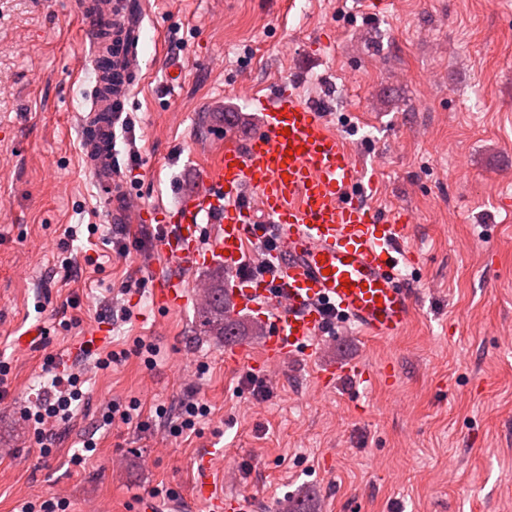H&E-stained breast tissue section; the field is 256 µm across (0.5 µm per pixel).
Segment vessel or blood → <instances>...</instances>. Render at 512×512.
Wrapping results in <instances>:
<instances>
[{"mask_svg":"<svg viewBox=\"0 0 512 512\" xmlns=\"http://www.w3.org/2000/svg\"><path fill=\"white\" fill-rule=\"evenodd\" d=\"M92 48L103 39L104 16L81 6ZM90 92L83 118L92 135L84 160L101 188L116 180L112 133L117 103L127 85ZM257 128L245 143L227 138L204 168L201 188L172 210L135 206L134 219L161 229L160 245L173 271L154 282L158 305L174 311L186 300L181 268L222 265L233 273L249 262L247 244L276 241L262 258L266 274L228 285L236 312L268 324L255 371L269 373L288 358L314 348L331 322L351 323L363 335L390 339L408 325L415 296L400 276L417 262L404 244L409 220L400 208L381 212L366 200L365 173L357 157L326 128L324 114L288 83L257 98ZM196 461L198 498L209 512H248L245 499L213 496L208 475L217 459Z\"/></svg>","mask_w":512,"mask_h":512,"instance_id":"b4317fda","label":"vessel or blood"}]
</instances>
